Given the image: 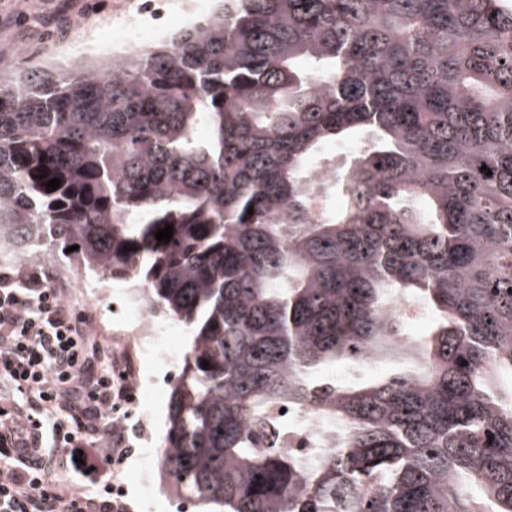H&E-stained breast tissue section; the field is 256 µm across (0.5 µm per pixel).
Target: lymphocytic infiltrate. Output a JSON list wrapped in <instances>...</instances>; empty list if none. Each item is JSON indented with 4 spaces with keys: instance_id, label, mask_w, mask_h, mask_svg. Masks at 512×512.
I'll return each mask as SVG.
<instances>
[{
    "instance_id": "1",
    "label": "lymphocytic infiltrate",
    "mask_w": 512,
    "mask_h": 512,
    "mask_svg": "<svg viewBox=\"0 0 512 512\" xmlns=\"http://www.w3.org/2000/svg\"><path fill=\"white\" fill-rule=\"evenodd\" d=\"M89 333L49 276L0 269V512H128L118 492L85 496L46 464L48 448H83L97 479L100 444L119 457L129 447L111 421L124 392Z\"/></svg>"
}]
</instances>
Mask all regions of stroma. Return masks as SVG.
<instances>
[{
  "label": "stroma",
  "mask_w": 512,
  "mask_h": 512,
  "mask_svg": "<svg viewBox=\"0 0 512 512\" xmlns=\"http://www.w3.org/2000/svg\"><path fill=\"white\" fill-rule=\"evenodd\" d=\"M144 0H0V70L25 71L34 67L65 64L71 55L66 46L73 38L88 44L109 42L112 27L134 12ZM78 316L86 318L92 333L104 346L115 343L120 319L112 310V291H93L91 272L57 262L44 263ZM143 373L155 376L158 399L136 409L138 431L130 432L133 450L123 468L113 462L103 467L112 483L125 479L127 471L146 469L153 479L150 487L130 485L126 501L130 512H176V498L164 487L159 458L144 456V449L160 447L165 430L169 383L168 370L154 361L144 362Z\"/></svg>",
  "instance_id": "35a3bbf8"
}]
</instances>
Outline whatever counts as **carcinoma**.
<instances>
[{"label": "carcinoma", "instance_id": "1", "mask_svg": "<svg viewBox=\"0 0 512 512\" xmlns=\"http://www.w3.org/2000/svg\"><path fill=\"white\" fill-rule=\"evenodd\" d=\"M4 246L129 282L190 331L172 495L512 512V0H218L118 63L0 72ZM276 405L331 419L326 448H281Z\"/></svg>", "mask_w": 512, "mask_h": 512}]
</instances>
